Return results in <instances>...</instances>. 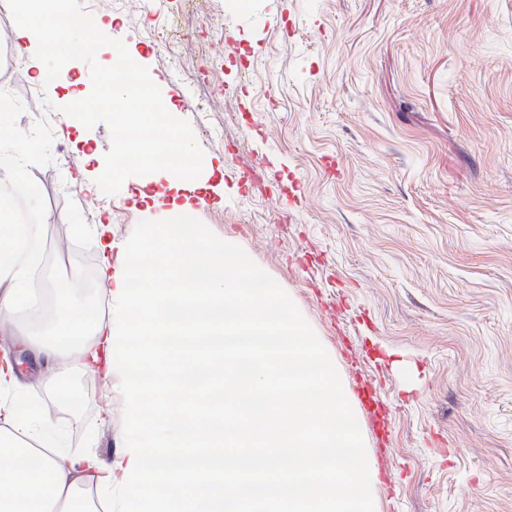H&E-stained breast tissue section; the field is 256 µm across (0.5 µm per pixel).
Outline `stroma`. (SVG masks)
<instances>
[{
	"mask_svg": "<svg viewBox=\"0 0 512 512\" xmlns=\"http://www.w3.org/2000/svg\"><path fill=\"white\" fill-rule=\"evenodd\" d=\"M111 23L214 173L196 205L202 236L247 259L337 366L375 460L373 512H512V0H81ZM0 25V121L37 140L22 190L47 226V278L110 316L97 244L149 239L140 177L89 192L106 124H52L90 67L72 60L47 100ZM86 263L85 294L69 266ZM33 404L51 388L0 327ZM59 419L70 456L118 460L157 411L133 403L121 366L70 373Z\"/></svg>",
	"mask_w": 512,
	"mask_h": 512,
	"instance_id": "obj_1",
	"label": "stroma"
}]
</instances>
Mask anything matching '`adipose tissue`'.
I'll return each instance as SVG.
<instances>
[{
	"instance_id": "obj_1",
	"label": "adipose tissue",
	"mask_w": 512,
	"mask_h": 512,
	"mask_svg": "<svg viewBox=\"0 0 512 512\" xmlns=\"http://www.w3.org/2000/svg\"><path fill=\"white\" fill-rule=\"evenodd\" d=\"M163 134L112 145L169 176L161 244L130 250L102 240L121 325L49 288L39 224H13L0 197V323L23 319L26 347L55 385L59 367L89 368L99 348L120 353L136 398L161 412L120 460L72 459L53 446L48 406L32 405L12 364L0 367V512H369L377 473L361 446L350 392L294 312L247 261L203 238L193 198L211 176L161 101ZM187 393L179 409L169 392Z\"/></svg>"
}]
</instances>
